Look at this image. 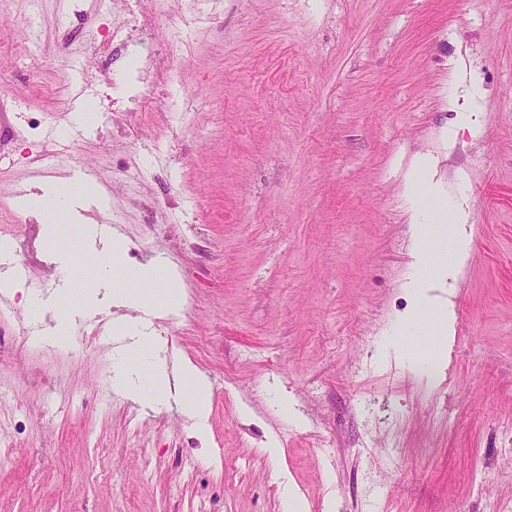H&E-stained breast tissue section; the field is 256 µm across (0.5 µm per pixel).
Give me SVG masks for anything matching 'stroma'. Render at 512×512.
I'll return each mask as SVG.
<instances>
[{"label": "stroma", "instance_id": "obj_1", "mask_svg": "<svg viewBox=\"0 0 512 512\" xmlns=\"http://www.w3.org/2000/svg\"><path fill=\"white\" fill-rule=\"evenodd\" d=\"M136 7L0 0V238L51 298L17 196L74 171L109 192L99 218L126 264L160 256L179 279L184 303L154 326L209 382V439L116 390L129 339L109 316L75 318L53 349L22 295H0V512H282L286 476L309 512L512 499V0H155L141 37L177 79L131 112L112 89L125 50L96 47ZM469 71L476 139L448 109ZM89 100L96 119L73 123ZM421 151L419 185L463 193L472 232L432 375L395 348L441 295L412 284L429 206L403 179Z\"/></svg>", "mask_w": 512, "mask_h": 512}]
</instances>
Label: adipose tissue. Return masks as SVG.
I'll list each match as a JSON object with an SVG mask.
<instances>
[{"label":"adipose tissue","instance_id":"1","mask_svg":"<svg viewBox=\"0 0 512 512\" xmlns=\"http://www.w3.org/2000/svg\"><path fill=\"white\" fill-rule=\"evenodd\" d=\"M96 186L66 180H51L39 185L37 192L25 196L21 207L38 217L51 246L79 232L85 242L81 256L60 258L53 308L55 326L38 336L37 344L64 346L74 315H93L103 311L98 289H106L116 308L143 312L141 320L119 319L118 328L130 343L114 369V380L131 399L149 405L168 400L171 392L183 393L189 415L195 420L200 434H207L210 407L206 399L207 379L189 360L167 365L159 357L156 341L148 320L173 304L177 298L175 280L167 266L150 261L136 266L126 265L124 246L120 240L106 242L97 225L86 223L83 212L85 199L95 194ZM436 221L413 227L414 255L419 273H430L439 280L456 277L459 266L468 256L469 241L464 230L465 215L455 196L434 199ZM81 277L91 287L90 293L76 297L72 280ZM453 336L452 309L418 304L407 318L399 347L425 349L436 346L444 350Z\"/></svg>","mask_w":512,"mask_h":512}]
</instances>
